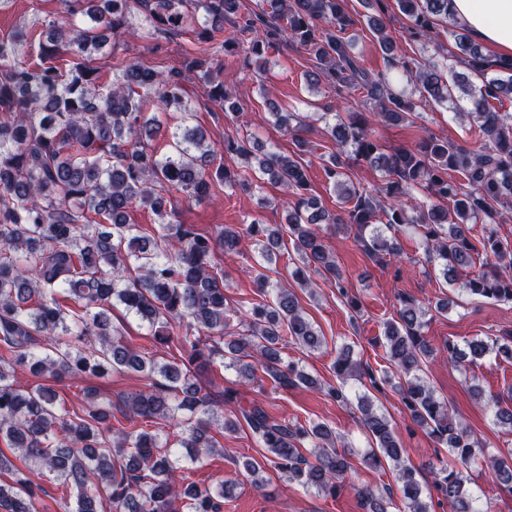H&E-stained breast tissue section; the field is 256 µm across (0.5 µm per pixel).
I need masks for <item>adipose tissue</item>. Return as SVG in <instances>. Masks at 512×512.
<instances>
[{"label":"adipose tissue","instance_id":"1","mask_svg":"<svg viewBox=\"0 0 512 512\" xmlns=\"http://www.w3.org/2000/svg\"><path fill=\"white\" fill-rule=\"evenodd\" d=\"M448 14L465 22L496 57H512V0H448Z\"/></svg>","mask_w":512,"mask_h":512}]
</instances>
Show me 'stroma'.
I'll use <instances>...</instances> for the list:
<instances>
[{
	"instance_id": "1",
	"label": "stroma",
	"mask_w": 512,
	"mask_h": 512,
	"mask_svg": "<svg viewBox=\"0 0 512 512\" xmlns=\"http://www.w3.org/2000/svg\"><path fill=\"white\" fill-rule=\"evenodd\" d=\"M346 7L357 21L354 53L361 57L367 69L375 72L385 69L386 62L377 40L363 22L369 13L365 0H346ZM59 9V0H5L0 5V37L20 27L41 34L44 22L56 17ZM132 26L136 30L135 35L124 36L115 52L98 56L96 65L105 79H112L113 64L122 61H137L156 70L181 67L186 49L192 46L193 32L153 40L146 37L141 21H133ZM407 26V17L397 6H390L387 28L399 54L422 60L440 59L455 52V40L450 34L451 22H438L429 42L410 40ZM314 65V60L305 50L285 41L270 55L263 75H256L243 67L237 68L235 98L239 103L238 111H218L209 101L204 87L193 78L184 83L189 117L164 111L157 98L152 96L146 98L144 109L147 116L157 118L170 129L185 120L205 128L213 149L218 152L223 150L225 138L253 137L287 155L294 149L292 141L273 127L265 106L266 93H273L283 108L309 116V128L304 134L307 150L302 155V162L313 192L323 198L329 210L335 211L339 202L322 168V158L332 152L333 145L319 116L327 107L335 105L336 94L323 84L314 89L308 86L306 75L313 71ZM459 110V105L452 102L441 106L423 101L411 122L399 126L378 124L374 130L384 143L392 147L414 144L421 135L428 133L470 149L477 148L471 124L468 119L459 117ZM280 197V188L269 183L254 193L235 191L219 184L209 197L199 201L175 195V218L178 223L195 225L209 234L216 233L227 224L247 225L254 220L263 224H282L286 221L287 212ZM326 240L349 279L350 293L359 299L363 310L353 313L345 298L325 280L320 281L316 294L300 292L301 306L325 336L327 346L320 351L306 353L291 343L284 356L300 362L305 371L322 383L335 384L332 362L337 349L344 345L350 346L355 358L372 369L385 367L384 351L377 340L383 334L385 321L393 317L396 296L401 292L431 307L438 299L449 298L446 312L438 314L431 311L429 315L426 331L434 346H443L450 340L460 343L475 337L502 339L512 336V304L458 293L443 279L425 274L421 264L423 250L420 240L411 229H403L398 234L405 253V260L399 265L370 259L356 246L352 235L332 233ZM261 261L260 254L254 249L242 254L225 252L217 257V265L224 274L229 305L238 313H245L260 300L254 277ZM423 376L436 396L446 401L466 422L482 443L485 453L495 454L512 447V432L495 426L494 409L487 401L488 396H504L512 390V362L491 354L464 367L450 362L446 354L440 353L427 361ZM47 384L57 391L68 409L76 410L86 404V387H94L101 398L111 400L117 406L124 397L141 390L145 381L133 373L114 371L101 378H51ZM476 386L482 389L483 398L473 396L472 389ZM226 387L239 389L244 400H261L277 418L328 424L348 446L352 467L343 490L333 498L298 484L286 483L270 467L264 472L265 486L258 489L251 485L241 463L247 459L263 461L265 448L259 445L249 429L224 434L219 439L221 452L180 463L182 474L198 485H211L220 480L234 481V493L225 499L224 512H364L357 496L358 490L397 488L395 475L389 468L375 469L363 461L364 454L372 446L371 439L358 423L357 400L365 392L363 383L349 381L345 386L348 399L339 402L321 390L275 388L272 380L261 372L256 373L252 384L244 386L236 370L214 366L208 390L216 393ZM375 405L392 418L408 461L417 469L422 486H429V469L438 460L447 458V450L436 447L428 435L412 423L394 389L385 388Z\"/></svg>"
}]
</instances>
